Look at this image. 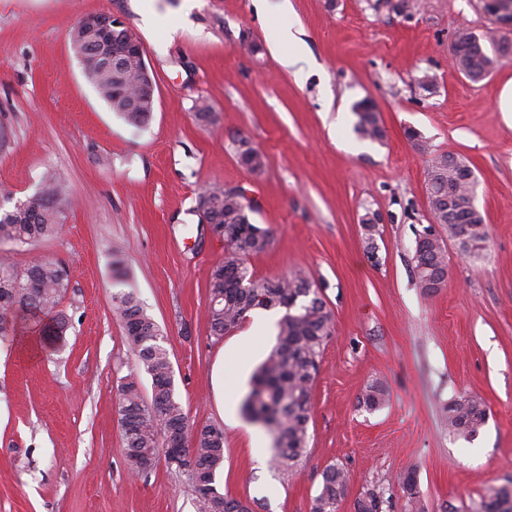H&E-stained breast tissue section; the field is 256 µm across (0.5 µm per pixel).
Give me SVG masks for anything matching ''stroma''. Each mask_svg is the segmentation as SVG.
Wrapping results in <instances>:
<instances>
[{
  "label": "stroma",
  "mask_w": 512,
  "mask_h": 512,
  "mask_svg": "<svg viewBox=\"0 0 512 512\" xmlns=\"http://www.w3.org/2000/svg\"><path fill=\"white\" fill-rule=\"evenodd\" d=\"M395 2L288 0L283 12L269 0L262 19L251 0H0V207L53 174L72 199L56 238L0 242L1 266L44 257L69 274L62 337L24 323L0 336V512H196L191 479L165 460L135 478L126 467L117 387L138 367L112 296L129 291L163 332L190 422L224 429L219 490L256 512H310L332 463L348 475L337 512L374 486L389 512H406L410 471L425 512H476L489 487H512V119L499 110L512 57L470 81L450 56L460 30L490 29L480 0H407L401 13ZM99 12L122 17L143 48L156 97L146 126L112 112L71 48V29ZM285 25L305 47L293 66L272 49ZM245 35L260 53L242 48ZM367 97L384 140L355 130ZM201 104L213 122L197 120ZM240 137L264 154L261 174L239 164ZM444 153L471 162L488 240L470 255L437 228L448 278L429 295L412 257L432 222L427 168ZM235 186L272 231L248 260L255 278L304 272L333 312L309 455L290 477L240 409L278 313L254 311L220 338L206 317L224 242L199 224L197 197ZM372 384L387 396L370 411L360 398ZM461 395L488 411L469 441L443 420Z\"/></svg>",
  "instance_id": "1"
}]
</instances>
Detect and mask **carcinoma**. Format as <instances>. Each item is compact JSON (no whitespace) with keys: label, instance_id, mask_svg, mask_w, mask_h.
Here are the masks:
<instances>
[{"label":"carcinoma","instance_id":"carcinoma-1","mask_svg":"<svg viewBox=\"0 0 512 512\" xmlns=\"http://www.w3.org/2000/svg\"><path fill=\"white\" fill-rule=\"evenodd\" d=\"M480 57L468 51L455 55L456 66L480 71L496 61L494 39ZM86 77L112 111L128 123L143 126L152 113L135 105L138 72L124 62L118 69L104 67L94 54L85 58ZM357 133L371 140L383 137L375 103L362 99L355 103ZM240 165L251 174L263 171L265 156L249 140L235 141ZM433 176L431 201L433 221L448 227V236H459L461 224L448 223L445 211L448 191L463 203L470 201L469 182L464 173L448 172L430 165ZM70 202L68 187L58 178L43 183L38 191L0 213V241L29 245L56 237L63 227L65 206ZM213 206L215 230L224 237V261L215 266L209 279L210 303L207 310L211 335L218 338L237 329L254 309L282 310L277 321L276 345L253 377L252 387L242 400L246 418L264 425L273 436L274 461L286 472L293 471L307 456L312 394L322 353L332 335L333 315L319 289L299 272L290 276L259 280L246 265L251 256L264 253L272 242V232L252 222L253 208L245 199H234L220 189L198 196L196 209L203 203ZM488 239L484 218L471 219L468 236L460 240L464 251L477 254ZM414 268L420 288L427 294L445 284L448 273L446 250L440 244L425 243L415 250ZM69 286V275L56 261L36 259L26 267L0 266V335L5 327L21 318L39 325L49 317L62 327L64 316L59 304ZM113 309L123 322L128 344L137 357L140 370L151 379L152 397L146 401L140 380L124 379L119 387V414L125 440V462L136 476L148 473L159 452L169 466L188 473L194 483L196 512H253L249 501L220 492L216 478L224 465V430L213 424L193 426L174 393V374L164 336L159 325L131 292L112 296ZM386 401L382 385H370L360 403L370 410ZM448 431L467 441L485 425L488 413L483 401L462 395L444 406ZM346 470L338 464L326 466L314 497L311 512H336L345 498ZM406 506L411 512H424L413 472L403 480ZM385 491L372 487L354 502V512H385ZM478 512H512V489L490 487L482 496Z\"/></svg>","mask_w":512,"mask_h":512}]
</instances>
